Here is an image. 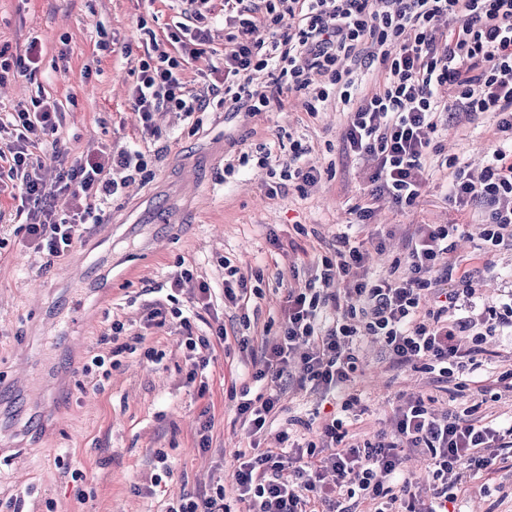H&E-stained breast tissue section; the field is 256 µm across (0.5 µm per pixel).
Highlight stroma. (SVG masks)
I'll return each instance as SVG.
<instances>
[{
    "label": "stroma",
    "mask_w": 512,
    "mask_h": 512,
    "mask_svg": "<svg viewBox=\"0 0 512 512\" xmlns=\"http://www.w3.org/2000/svg\"><path fill=\"white\" fill-rule=\"evenodd\" d=\"M181 19L169 0H0V47L19 56L34 40L42 49L36 72L13 70L0 81V113L47 96L59 104L57 138L69 159L129 148L141 136L129 90L142 43L152 33L167 39ZM347 121L339 100L311 116L293 97L255 115L212 105L199 127L178 112L156 113L160 136L148 142L146 170L112 196L105 223L91 225L68 255L53 260L28 244L17 201L0 194V512H160L185 490H221L231 500L238 452L256 442L275 447L284 429L299 442L319 441L320 422L341 407L294 381L266 435L255 438L230 397L233 386L249 381L252 363L239 350L225 352L215 331H278L287 287H305L312 264L352 222L349 210L369 182L365 164L342 149ZM495 123V113L483 112L440 127L441 153L427 167L420 205H377L370 227L384 232V248L371 251L370 273H388L403 259L417 224H462L461 259L484 247L483 206L448 209L441 162L455 158L480 170ZM298 144L303 163L321 174L304 193L269 175ZM264 146L272 150L267 168L259 163ZM230 162L235 171L228 174ZM228 265L260 293L247 328L241 309L224 303ZM186 269L192 281L173 287ZM202 281L214 290L209 309L196 303ZM472 286L477 310L511 302L512 247L495 248ZM155 303L167 312L161 330L148 319ZM115 321L131 349L113 357L109 378L98 384L78 366L98 353L100 333ZM190 337L211 342L204 369L191 368ZM484 346L482 378L512 373V328H498ZM383 351L365 338L354 426L360 438L390 432L402 396L433 394L441 413L474 405L485 419L512 420V392L499 389L493 401L468 388L440 390L424 371L389 369ZM166 466L170 475L152 486ZM76 470L86 481L73 479ZM476 482L482 490L462 501V512H512V468Z\"/></svg>",
    "instance_id": "stroma-1"
}]
</instances>
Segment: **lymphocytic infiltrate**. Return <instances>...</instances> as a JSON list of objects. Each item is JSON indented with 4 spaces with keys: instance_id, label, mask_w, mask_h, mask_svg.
I'll use <instances>...</instances> for the list:
<instances>
[{
    "instance_id": "lymphocytic-infiltrate-1",
    "label": "lymphocytic infiltrate",
    "mask_w": 512,
    "mask_h": 512,
    "mask_svg": "<svg viewBox=\"0 0 512 512\" xmlns=\"http://www.w3.org/2000/svg\"><path fill=\"white\" fill-rule=\"evenodd\" d=\"M190 23L179 26L168 52L158 40L144 50L131 89V104L144 137L157 129L153 112L167 108L186 117L205 112L212 97L230 112H259L300 97L307 113L317 112L330 95L349 109L342 142L345 152L366 163L371 190L355 205L359 223L368 224L373 204L389 197L400 207L419 206L427 159L435 152L438 125L454 114L448 99L466 115L496 113L492 137L498 143L479 175L455 167L444 199L456 208L475 201L487 205L484 240L497 247L512 243V0H224L226 22L238 23L224 48L223 85L197 92L188 87L189 62L207 54L213 0H187ZM287 30H279L281 20ZM377 67L378 87L359 91L353 65ZM269 71L266 89L252 75ZM447 87L439 98L438 87ZM59 106L42 98L17 104L9 115L15 138L8 147L7 176L21 201L18 214L35 250L51 257L70 252L87 225L102 222L104 206L120 189L109 170L134 179L146 166L142 151H90L71 161L58 150L38 158L35 148L56 140ZM58 188L42 194L45 176ZM458 224L416 225L408 242L407 270L371 274L370 250L383 241L371 233H340L328 255L315 265V283L289 289L277 336L262 337L253 382L261 392L240 399L237 413L253 431L266 428L281 399L284 382L298 379L314 391L351 385L362 363L361 340L382 341L390 367L420 366L435 383L451 384L476 371L486 358L483 336L512 326V305L486 310L477 331L461 310L475 294V266L456 255ZM433 396L401 400L391 417V436L359 441L347 421L322 426L330 451L315 444L239 453L233 471L237 502L246 512H450L469 490L472 475L499 470L512 448V421L484 422L458 412L435 413ZM426 456L432 483L427 491L407 476V453ZM456 473V486L446 476Z\"/></svg>"
}]
</instances>
